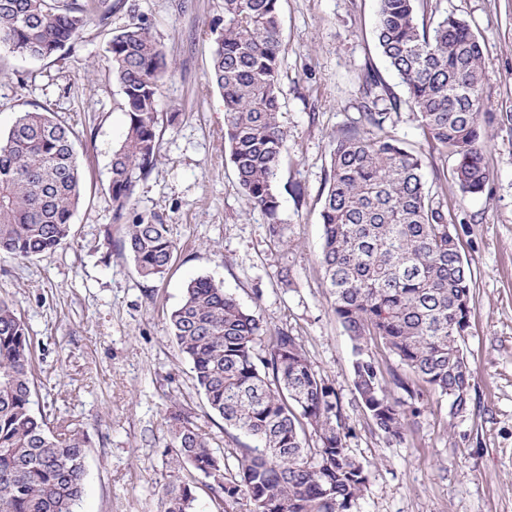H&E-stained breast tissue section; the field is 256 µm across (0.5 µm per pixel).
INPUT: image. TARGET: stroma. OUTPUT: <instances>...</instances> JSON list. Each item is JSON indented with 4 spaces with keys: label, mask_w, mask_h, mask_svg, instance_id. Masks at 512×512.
I'll return each mask as SVG.
<instances>
[{
    "label": "stroma",
    "mask_w": 512,
    "mask_h": 512,
    "mask_svg": "<svg viewBox=\"0 0 512 512\" xmlns=\"http://www.w3.org/2000/svg\"><path fill=\"white\" fill-rule=\"evenodd\" d=\"M113 26L145 19L171 63L157 102L160 150L135 189L139 212L162 214L177 245L164 279L141 278L117 243L123 222L107 191L112 152L126 126L122 93L105 58L108 36L89 24L62 55L31 59L0 46V134L23 112L47 109L73 125L83 199L70 240L29 260L0 255V299L13 303L33 338L35 410H48L89 443L77 512H159L171 469L165 418L175 407L225 453L237 431L208 414L191 366L173 342L168 315L191 278L223 283L267 331L284 328L314 371L335 388L368 484L352 512H512V124L493 123L484 143L492 173L480 195L443 184L476 295L463 349L473 369L471 402L453 416L423 391L393 395L409 410L408 435L390 442L373 430L352 386V342L322 279L319 212L330 144L362 123L359 77L385 71L376 46V0H281L280 121L288 133L278 181L283 241L250 207L224 151V100L211 83L213 29L224 0H130ZM424 19L450 13L483 45L486 111L512 112V0H428ZM425 156L427 170L454 160L431 153L415 115L392 128ZM289 267L291 286L277 272Z\"/></svg>",
    "instance_id": "35a3bbf8"
}]
</instances>
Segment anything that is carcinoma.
Returning <instances> with one entry per match:
<instances>
[{
  "mask_svg": "<svg viewBox=\"0 0 512 512\" xmlns=\"http://www.w3.org/2000/svg\"><path fill=\"white\" fill-rule=\"evenodd\" d=\"M91 22L109 32L107 61L126 115L108 183L116 211L131 217L121 246L141 277L162 279L176 251L169 225L156 213L137 212L132 200L157 159L165 53L139 17L112 28L110 4L0 0V43L19 56L54 57ZM375 39L406 98L394 95L378 70H364L363 127L343 130L331 146L319 263L333 312L353 343V388L373 428L400 442L407 413L370 346H383L415 374L417 383L396 377V387L412 396L421 383L448 398L451 414L467 411L472 369L462 340L476 282L424 159L385 133V124L391 112L409 108L429 140L454 157L461 191L475 195L491 179L482 148L494 116L483 111V49L465 21L444 14L429 28L418 19V0H377ZM281 68L280 0H224L210 77L224 97L225 148L247 203L267 215L277 239V182L288 143L279 120ZM380 101L389 111H376ZM74 140L72 128L39 111L23 113L0 137L1 255L34 258L72 236L82 198ZM169 322L208 409L254 446L235 454L231 467L191 412H171L164 453L177 475L165 488L162 512H197L201 479L217 512L242 500L249 512H351L367 471L345 446L349 427L336 391L313 370L298 338L279 329L258 354L260 320L206 276L186 284ZM35 392L29 328L0 300V512H75L85 488L86 438L35 412Z\"/></svg>",
  "mask_w": 512,
  "mask_h": 512,
  "instance_id": "1",
  "label": "carcinoma"
}]
</instances>
